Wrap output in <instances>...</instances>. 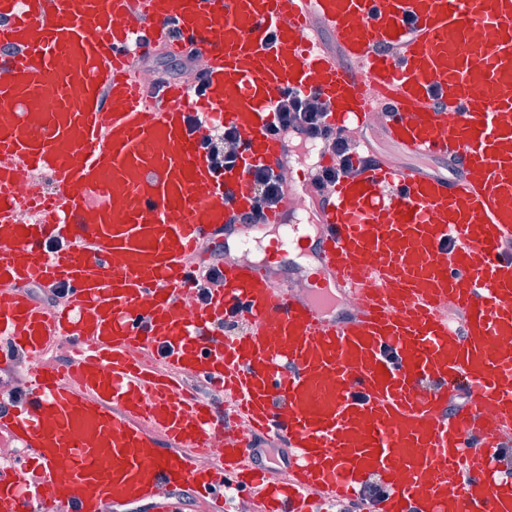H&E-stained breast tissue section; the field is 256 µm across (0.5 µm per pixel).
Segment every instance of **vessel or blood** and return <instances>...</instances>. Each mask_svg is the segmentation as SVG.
I'll return each instance as SVG.
<instances>
[{
	"instance_id": "vessel-or-blood-1",
	"label": "vessel or blood",
	"mask_w": 512,
	"mask_h": 512,
	"mask_svg": "<svg viewBox=\"0 0 512 512\" xmlns=\"http://www.w3.org/2000/svg\"><path fill=\"white\" fill-rule=\"evenodd\" d=\"M164 44L205 59L204 94L130 78ZM288 90L336 131L379 120L421 165L379 156L321 191L307 173L238 223L250 169L291 161L270 128ZM194 111L238 130L235 167L210 168ZM273 232L276 260L224 266L183 317L203 243ZM511 238L512 0H0V368L39 364L0 409V444L24 450L0 463V512H185L186 490L236 512L229 489L325 512L373 479L374 512H512ZM35 278L70 292L44 308ZM60 342L69 363L42 365ZM241 418L251 436L225 438ZM257 436L287 466L255 462Z\"/></svg>"
}]
</instances>
